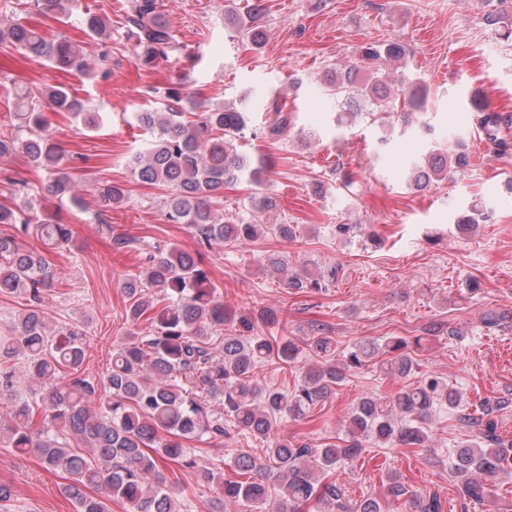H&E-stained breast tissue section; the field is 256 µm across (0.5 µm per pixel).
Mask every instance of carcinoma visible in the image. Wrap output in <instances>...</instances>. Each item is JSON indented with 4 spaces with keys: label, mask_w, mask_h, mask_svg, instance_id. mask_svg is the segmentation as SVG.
I'll list each match as a JSON object with an SVG mask.
<instances>
[{
    "label": "carcinoma",
    "mask_w": 512,
    "mask_h": 512,
    "mask_svg": "<svg viewBox=\"0 0 512 512\" xmlns=\"http://www.w3.org/2000/svg\"><path fill=\"white\" fill-rule=\"evenodd\" d=\"M44 13L64 22L80 0H34ZM261 6L226 16L228 23L248 31L252 45L263 43L264 33L255 22ZM82 23L88 35L101 36L107 23L85 11ZM126 26L136 38L138 66L152 69L163 48L173 41L172 28L158 10L157 0H130ZM0 43H8L60 68L90 72L85 49L67 39L48 40L19 20L0 22ZM405 48L390 42L363 45L345 71L324 80V90L345 112L374 115L398 111V101L412 110L424 106L426 96L414 82L394 91L380 72L384 59L401 60ZM362 69L374 71V79L362 82ZM57 112L82 118L84 127L96 129L102 117L59 86L36 91L19 88L13 94L15 133L0 134V159L25 155L47 175L45 190L60 200L81 204L74 183L61 167L62 153L50 142L40 101ZM475 120L486 138L502 147L498 137L506 118L481 100L471 99ZM137 125L152 139L131 160L134 174L147 185L167 191L165 217L171 224L190 227L201 247L227 242H251L268 233L291 239L293 224H248L219 213L224 186L249 174L253 180L263 165L250 167L237 151L236 137L246 128L244 113L224 105L186 112L168 105L164 110L134 113ZM469 165L466 144L457 142L429 153L415 166L413 183L428 187ZM100 211L122 205L128 190L110 180L92 186ZM486 213L458 220V227L474 230L486 221ZM0 224L12 228L0 232V293L26 296L31 305L18 316L9 336H0V388L13 396L9 418L0 416V447L17 455L38 454L49 470L65 475L62 493L73 500L75 512H111L109 503L124 502L131 512H183V504L159 471L164 461L197 468V478L222 489L224 502L249 504L258 512H385L376 496L354 504L346 502L336 469L354 464L368 444L381 448H427L430 414L438 407L455 409L459 394L441 377L424 374L389 397L363 396L348 416L342 444L311 446L285 438H273L274 423L288 417L303 419L313 412L347 378L348 372L371 363L392 379H405L418 366L408 341L401 337L367 340L334 362L336 343L329 336H314L307 347L317 358L293 387L261 383L256 369L265 363L280 367L300 362L302 346L293 339L274 336L243 338L227 334L223 349L210 347L208 331L229 321L224 305L215 301L216 286L201 267L200 257L173 248H156L146 267L124 279L121 287L129 305L126 321L131 329L112 350L106 374L97 382L85 378L84 342L71 331L54 337L45 312L39 308L42 292L53 286L56 272L46 259L26 247L21 237L33 235L51 248L70 245L71 230L52 216L39 215L29 202L16 208L0 206ZM323 276L295 273L288 288H320ZM148 312L154 313L153 334L133 330ZM469 433L457 449L454 473L461 492L482 500L500 471L512 467V442L497 434L494 408L484 402L458 416ZM246 432L266 443L261 459L240 456L233 475L221 469L198 467L182 447L181 438L209 442L229 435V428ZM93 487L97 495L86 489ZM275 499V510L265 509ZM415 512H441L437 496L412 497Z\"/></svg>",
    "instance_id": "cac0c4a2"
}]
</instances>
